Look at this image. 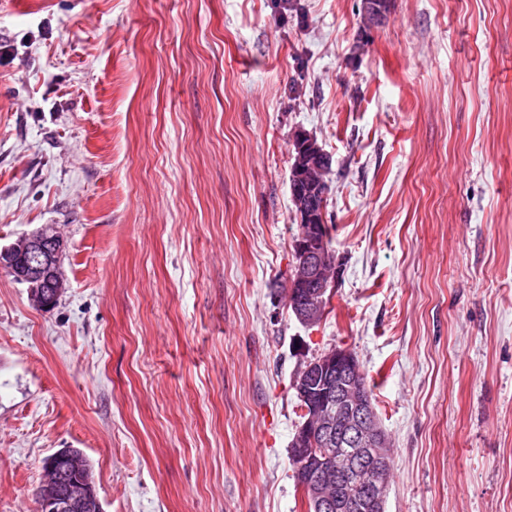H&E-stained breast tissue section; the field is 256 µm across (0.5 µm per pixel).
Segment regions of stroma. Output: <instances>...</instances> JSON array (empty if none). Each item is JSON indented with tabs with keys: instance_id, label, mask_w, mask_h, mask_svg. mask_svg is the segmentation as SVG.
Here are the masks:
<instances>
[{
	"instance_id": "obj_1",
	"label": "stroma",
	"mask_w": 512,
	"mask_h": 512,
	"mask_svg": "<svg viewBox=\"0 0 512 512\" xmlns=\"http://www.w3.org/2000/svg\"><path fill=\"white\" fill-rule=\"evenodd\" d=\"M0 0V245L67 242L49 310L0 268V512L87 459L103 512H307L310 360L349 349L385 512H512V0ZM332 157L341 276L285 297L292 137Z\"/></svg>"
}]
</instances>
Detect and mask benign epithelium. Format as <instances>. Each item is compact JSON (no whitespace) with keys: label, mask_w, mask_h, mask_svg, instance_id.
I'll return each instance as SVG.
<instances>
[{"label":"benign epithelium","mask_w":512,"mask_h":512,"mask_svg":"<svg viewBox=\"0 0 512 512\" xmlns=\"http://www.w3.org/2000/svg\"><path fill=\"white\" fill-rule=\"evenodd\" d=\"M366 15L379 24L387 12L380 0L364 2ZM295 155L290 180L295 211L299 223V239L295 246V263L290 285L298 289L292 310L297 320L313 326L322 318L324 305L335 287L338 274L331 271L332 253L322 235L323 225L317 219V199L327 195L328 184L319 176L330 162L329 155L309 133L300 130L294 137ZM66 243L52 228L43 226L14 243L0 247V268L9 270L19 283L28 285L29 298L37 308H48L64 293L65 282L60 264ZM295 389L307 418L298 428L291 452L303 456L311 449L303 447L306 438L327 448L336 449L349 466L337 471L309 458L299 469L301 482L310 488L317 508H353L357 512H383V491L387 487L390 457L381 450L385 443L372 407L358 377V363L353 354L338 348L322 355L300 372ZM67 460L77 477L58 475L44 480L37 491L38 512H93L100 501L90 481L80 473L82 455L63 448L46 460L47 470L56 461ZM351 479L360 491L351 503L331 494L329 487Z\"/></svg>","instance_id":"benign-epithelium-1"}]
</instances>
